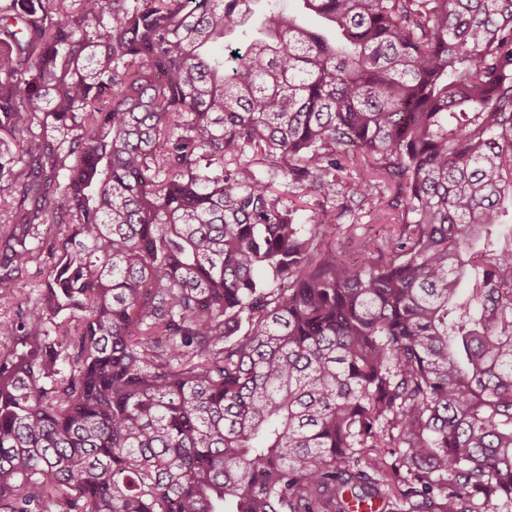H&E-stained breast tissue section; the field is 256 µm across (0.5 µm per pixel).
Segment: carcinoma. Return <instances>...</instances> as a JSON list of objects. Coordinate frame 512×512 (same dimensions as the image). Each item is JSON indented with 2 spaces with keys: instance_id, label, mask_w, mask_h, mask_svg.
I'll return each instance as SVG.
<instances>
[{
  "instance_id": "1",
  "label": "carcinoma",
  "mask_w": 512,
  "mask_h": 512,
  "mask_svg": "<svg viewBox=\"0 0 512 512\" xmlns=\"http://www.w3.org/2000/svg\"><path fill=\"white\" fill-rule=\"evenodd\" d=\"M254 2L0 0V512L512 500V0Z\"/></svg>"
}]
</instances>
